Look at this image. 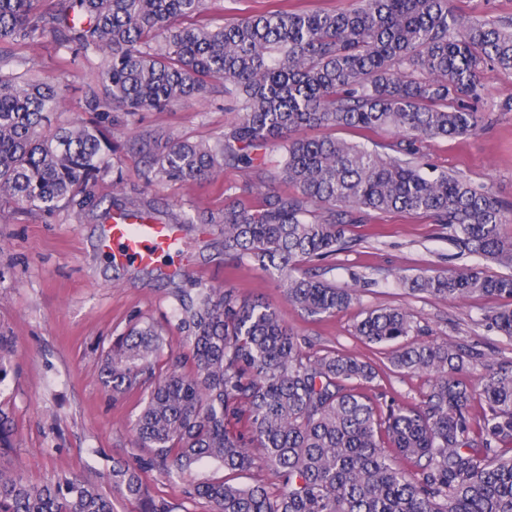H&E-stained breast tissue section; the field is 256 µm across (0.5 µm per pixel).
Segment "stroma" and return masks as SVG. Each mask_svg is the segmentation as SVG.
<instances>
[{
    "mask_svg": "<svg viewBox=\"0 0 512 512\" xmlns=\"http://www.w3.org/2000/svg\"><path fill=\"white\" fill-rule=\"evenodd\" d=\"M300 8L344 10L353 0H209L198 24L216 26L226 16L246 17L277 8L280 2ZM14 72L29 80L66 85L55 114L59 125L84 117L85 103L100 92L104 57L67 62L62 49L42 40L10 45ZM484 90L477 103L488 123L467 138H433L417 143L419 157L434 171L463 176L485 187L512 209V70L486 64ZM237 119L224 107L221 84L209 95L175 101L162 109L134 114L110 113L107 133L117 147L125 178L114 188L112 173H102L92 187L104 202H136L175 219L197 211L220 213L227 190L248 178V171L227 166L211 180L146 181L145 152H159L174 140L211 142ZM106 225L99 211L63 206L53 212L20 209L0 199V335L11 342L1 365L0 409L13 421V445L0 453V465L16 468L29 483L57 475L100 474L111 490L113 462L137 465L149 449L135 442L132 422L142 407L137 393L113 395L100 379L102 356L111 342L136 321L157 323L166 349L183 352L174 314V291L198 281L228 285L245 297L271 303L281 320L305 338L314 353L336 351L369 362L372 383L355 391L373 403L419 406L432 379L424 373H401L391 366L390 346L368 345L354 334L356 324L374 309H405L417 324L419 338L447 339L489 360H512V341L483 322L486 310L501 299L474 295L465 301L437 300L412 292L408 284L425 270L487 267L495 275L504 267L481 256L460 254L446 226L426 215L369 212L363 223L349 226L354 244L348 250L313 261L321 280L338 288L358 287V297L335 315L310 316L289 302L274 271L249 260L225 257L223 238L214 224H184L181 245L172 257L152 266L113 263L99 246ZM150 496L174 512H208L202 500L187 499L185 484L157 472L143 475Z\"/></svg>",
    "mask_w": 512,
    "mask_h": 512,
    "instance_id": "obj_1",
    "label": "stroma"
}]
</instances>
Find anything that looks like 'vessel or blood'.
I'll return each instance as SVG.
<instances>
[{"label":"vessel or blood","instance_id":"1","mask_svg":"<svg viewBox=\"0 0 512 512\" xmlns=\"http://www.w3.org/2000/svg\"><path fill=\"white\" fill-rule=\"evenodd\" d=\"M178 239L176 225L113 217L100 243L114 261L149 265L171 250Z\"/></svg>","mask_w":512,"mask_h":512}]
</instances>
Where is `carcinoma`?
<instances>
[{
	"instance_id": "carcinoma-1",
	"label": "carcinoma",
	"mask_w": 512,
	"mask_h": 512,
	"mask_svg": "<svg viewBox=\"0 0 512 512\" xmlns=\"http://www.w3.org/2000/svg\"><path fill=\"white\" fill-rule=\"evenodd\" d=\"M37 2L0 0V43L52 36L74 59L103 55L107 63L102 95L86 100L92 118L55 129L58 87L0 71V196L16 205L100 208L91 184L113 155L103 104L114 112L159 109L220 81L238 120L212 145L172 142L146 175L198 181L225 165L254 173L233 186L221 213L185 222L220 225L224 254L277 272L305 313L332 315L354 300L353 290L298 266L348 248L347 225L369 211L430 215L461 250L512 267V215L460 175L424 174L414 150L419 140L483 127L484 114L467 101L481 97L485 63L512 70V27L465 21L448 0H356L339 12L285 5L215 27L183 23L206 0H61L49 17ZM310 127L386 130L395 141L386 153L299 135ZM270 149L282 152L276 178L294 191L268 190L249 206ZM116 212L162 222L134 206H109L101 216ZM412 288L442 299L510 300L482 321L512 340V274L473 267L423 275ZM178 301L191 370L176 356L156 372L165 339L155 323L140 321L113 343L101 371L109 392L143 397L133 429L152 455L136 468L116 462L111 472L112 490L143 512H170L147 495L148 471L185 480L186 494L210 512H512V361L492 362L468 383L458 374L476 353L446 340L411 342L418 327L405 310H372L356 335L395 345L397 370L433 376L419 408L380 409L350 388L375 378L371 365L308 352L271 304L202 283L179 289ZM475 399L483 404L476 422ZM203 460L231 475L262 464L279 484L190 480ZM0 512L114 509L91 477L31 485L0 468Z\"/></svg>"
}]
</instances>
